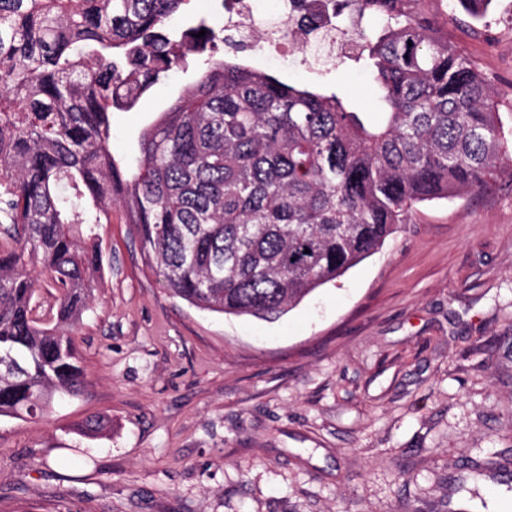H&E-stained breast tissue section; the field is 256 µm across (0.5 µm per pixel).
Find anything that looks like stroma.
I'll use <instances>...</instances> for the list:
<instances>
[{
	"mask_svg": "<svg viewBox=\"0 0 512 512\" xmlns=\"http://www.w3.org/2000/svg\"><path fill=\"white\" fill-rule=\"evenodd\" d=\"M448 37L512 127V0ZM356 112L363 69L281 71ZM193 79L112 115L135 150ZM96 233L102 278L76 335L91 378L34 423L0 417V512H459L469 466L512 476V178L417 206L339 281L272 320L199 310L149 270L121 210ZM92 415L104 438L79 434Z\"/></svg>",
	"mask_w": 512,
	"mask_h": 512,
	"instance_id": "stroma-1",
	"label": "stroma"
}]
</instances>
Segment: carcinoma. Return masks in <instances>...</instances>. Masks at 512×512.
Returning <instances> with one entry per match:
<instances>
[{"label":"carcinoma","instance_id":"1","mask_svg":"<svg viewBox=\"0 0 512 512\" xmlns=\"http://www.w3.org/2000/svg\"><path fill=\"white\" fill-rule=\"evenodd\" d=\"M433 2L326 5L358 43L345 59L381 90L384 119L368 125L334 92L220 55L218 43L240 44L189 14L191 0H0V416L41 421L88 386L72 331L114 206L173 297L275 319L372 255L417 204L512 174L497 91ZM491 3L454 8L481 21ZM203 54L136 150L112 153V113ZM42 276L57 289L53 327L33 307ZM110 430L102 416L80 428Z\"/></svg>","mask_w":512,"mask_h":512}]
</instances>
